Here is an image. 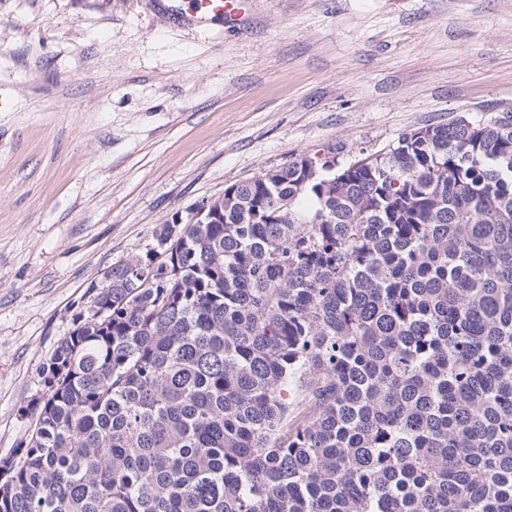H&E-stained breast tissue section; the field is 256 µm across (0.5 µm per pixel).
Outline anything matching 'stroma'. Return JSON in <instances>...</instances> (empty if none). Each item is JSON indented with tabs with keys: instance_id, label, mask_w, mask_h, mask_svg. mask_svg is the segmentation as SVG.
<instances>
[{
	"instance_id": "35a3bbf8",
	"label": "stroma",
	"mask_w": 512,
	"mask_h": 512,
	"mask_svg": "<svg viewBox=\"0 0 512 512\" xmlns=\"http://www.w3.org/2000/svg\"><path fill=\"white\" fill-rule=\"evenodd\" d=\"M0 0V460L87 287L227 186L458 117H512V0ZM176 1L155 0L160 17L181 16L198 28L210 29L217 23L227 26L240 21L247 0H182L184 7H179Z\"/></svg>"
}]
</instances>
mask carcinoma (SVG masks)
I'll use <instances>...</instances> for the list:
<instances>
[{
    "label": "carcinoma",
    "instance_id": "carcinoma-1",
    "mask_svg": "<svg viewBox=\"0 0 512 512\" xmlns=\"http://www.w3.org/2000/svg\"><path fill=\"white\" fill-rule=\"evenodd\" d=\"M425 131L90 283L0 512H512V122Z\"/></svg>",
    "mask_w": 512,
    "mask_h": 512
}]
</instances>
